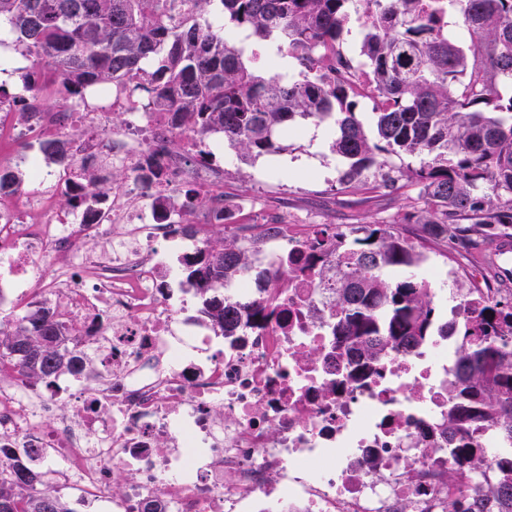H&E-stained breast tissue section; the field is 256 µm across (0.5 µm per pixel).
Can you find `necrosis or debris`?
I'll return each mask as SVG.
<instances>
[{"label":"necrosis or debris","instance_id":"necrosis-or-debris-1","mask_svg":"<svg viewBox=\"0 0 512 512\" xmlns=\"http://www.w3.org/2000/svg\"><path fill=\"white\" fill-rule=\"evenodd\" d=\"M17 148L0 177L25 165L28 186L0 190V305L56 291L67 304L56 318L68 373L33 385L22 375L0 382V462L39 449L56 487L74 490L100 512H445L454 450L438 428L454 400L450 351L437 340L388 356L377 374L341 380L345 366L334 332L336 304L317 277L297 272L290 287L272 277L307 240L280 226L258 246L261 274L236 280L234 304L263 300V323L220 330L193 313L160 274L177 247L198 254L202 234L185 232L180 209L160 218L155 201L191 185L214 203L198 224L224 221V173L209 144L183 135L195 166L164 152L177 135L166 113L113 129L107 114L18 111L0 105ZM81 123L77 159L112 161L130 179L113 189L102 213L57 208L58 193L84 195L90 185L72 169L56 171L52 189L31 147ZM159 161L161 177L149 164ZM38 223H28L30 214ZM96 240L97 251L85 248ZM86 274L78 281L71 268ZM74 412L56 414L59 401ZM434 442L437 453L426 452ZM128 482L109 495L114 471Z\"/></svg>","mask_w":512,"mask_h":512}]
</instances>
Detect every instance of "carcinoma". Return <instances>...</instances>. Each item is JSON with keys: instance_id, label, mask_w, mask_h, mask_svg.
Returning a JSON list of instances; mask_svg holds the SVG:
<instances>
[{"instance_id": "1", "label": "carcinoma", "mask_w": 512, "mask_h": 512, "mask_svg": "<svg viewBox=\"0 0 512 512\" xmlns=\"http://www.w3.org/2000/svg\"><path fill=\"white\" fill-rule=\"evenodd\" d=\"M351 0H0V20L13 43L39 62L24 92L10 94L37 110L36 88L49 85L72 102L105 86L123 90L134 111L169 112L173 126L199 139L221 134L247 162L284 150L291 126L306 122L334 131L330 149L342 164L339 191L390 194L420 190L424 207L392 224L330 225L312 231L306 268H319L321 287L341 310L343 339L366 360L369 374L391 353L412 351L443 336L432 288L414 270L426 246L444 241L487 257L512 236V0H367L358 55L343 50ZM216 5L238 30L271 41L296 61L297 79L265 75L254 58L210 21ZM468 35H448V9ZM372 102L373 135L357 118ZM73 141L41 143L60 164L80 165L94 193L68 208L98 202L114 171L77 161ZM417 160L404 169L386 156ZM180 207L207 198L187 188ZM417 225L415 240L398 230ZM276 232L251 224L242 232L205 235L204 248L184 265L183 285L202 301L201 313L225 328L240 319L220 288L253 269V244ZM450 389L464 394L448 413V440L462 437L448 486L462 473L484 472L485 452L467 440L479 417L494 427L504 458L512 459V299L483 302L456 328ZM55 309L47 302L0 322V363L34 384L65 373L72 358L59 347ZM0 512H74L56 487L32 468L0 474ZM483 512H512V462L487 488Z\"/></svg>"}]
</instances>
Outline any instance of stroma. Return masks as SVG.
Instances as JSON below:
<instances>
[{
  "label": "stroma",
  "mask_w": 512,
  "mask_h": 512,
  "mask_svg": "<svg viewBox=\"0 0 512 512\" xmlns=\"http://www.w3.org/2000/svg\"><path fill=\"white\" fill-rule=\"evenodd\" d=\"M329 142V135L309 126L300 136L289 140L287 151L245 163L225 146L223 137H214L213 162L224 169L225 196L252 202L240 214V223L265 224L275 219L288 224L301 237L318 224H335L344 230L354 224H391L403 213L422 207L419 191L412 186L367 202L339 192L341 169L329 150ZM426 254V269L457 270L454 282L447 284L436 279L433 288L460 294L472 288L469 273L480 264L478 255L468 254L458 245H434Z\"/></svg>",
  "instance_id": "1"
}]
</instances>
